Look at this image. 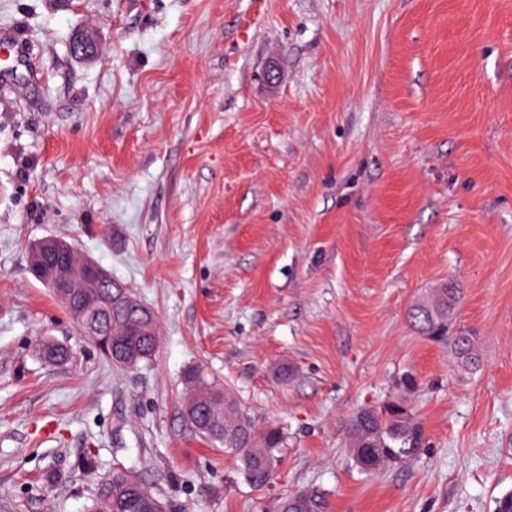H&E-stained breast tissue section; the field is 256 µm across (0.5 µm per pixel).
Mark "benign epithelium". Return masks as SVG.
Wrapping results in <instances>:
<instances>
[{"mask_svg": "<svg viewBox=\"0 0 512 512\" xmlns=\"http://www.w3.org/2000/svg\"><path fill=\"white\" fill-rule=\"evenodd\" d=\"M71 51L79 58L92 59L99 55L100 45L94 33L85 30L76 35ZM29 267L32 275L65 305L81 334L107 358H112L111 328L89 317L84 302L86 292L118 285L108 271L91 259L78 258L71 245L55 238H44L36 243L30 251Z\"/></svg>", "mask_w": 512, "mask_h": 512, "instance_id": "obj_1", "label": "benign epithelium"}]
</instances>
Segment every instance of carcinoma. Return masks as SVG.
Here are the masks:
<instances>
[{
    "label": "carcinoma",
    "mask_w": 512,
    "mask_h": 512,
    "mask_svg": "<svg viewBox=\"0 0 512 512\" xmlns=\"http://www.w3.org/2000/svg\"><path fill=\"white\" fill-rule=\"evenodd\" d=\"M461 289L443 284L425 302L409 312L412 326L428 339L448 344L456 358L465 364L476 362L471 338L463 331L454 330L453 312L460 299ZM112 316L123 323L112 326V353L115 358L134 356L132 364L147 361L155 354L159 336L153 326L139 336L124 335L129 325H140L144 320L130 311L113 310ZM418 386L413 375L400 380L401 394L386 403L359 409L350 424L349 452L360 472L377 474L387 468L400 467L414 459L424 447L423 429L414 422L412 408L406 395ZM196 393L199 406L189 416L195 430L224 444L240 458L245 479L261 488L270 480L273 451L279 447L280 435L274 430L259 432L243 419L238 402L227 389L214 386L198 373L188 374L183 406H188V396ZM156 497L146 481L132 470H117L101 484L95 512H141L148 501ZM278 512H330L326 493L320 489H307L281 500Z\"/></svg>",
    "instance_id": "carcinoma-1"
}]
</instances>
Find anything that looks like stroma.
<instances>
[{
	"label": "stroma",
	"instance_id": "obj_1",
	"mask_svg": "<svg viewBox=\"0 0 512 512\" xmlns=\"http://www.w3.org/2000/svg\"><path fill=\"white\" fill-rule=\"evenodd\" d=\"M1 33L0 512H92L118 469L168 512L512 493V0H0ZM46 237L155 313L152 361L81 335L29 272ZM448 280L473 369L409 324ZM193 369L280 433L265 488L186 421ZM407 372L426 446L365 475L350 419ZM72 53L82 59H92L99 55L100 45L92 31L79 32L71 45ZM279 512H329L330 503L326 493L320 489H307L281 500Z\"/></svg>",
	"mask_w": 512,
	"mask_h": 512
}]
</instances>
